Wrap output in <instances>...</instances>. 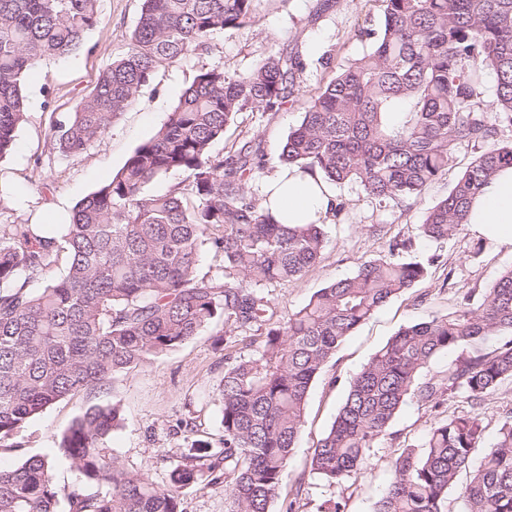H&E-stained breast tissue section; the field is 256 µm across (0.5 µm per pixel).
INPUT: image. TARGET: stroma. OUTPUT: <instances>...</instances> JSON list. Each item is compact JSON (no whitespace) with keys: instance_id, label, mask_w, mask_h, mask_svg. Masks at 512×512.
<instances>
[{"instance_id":"35a3bbf8","label":"stroma","mask_w":512,"mask_h":512,"mask_svg":"<svg viewBox=\"0 0 512 512\" xmlns=\"http://www.w3.org/2000/svg\"><path fill=\"white\" fill-rule=\"evenodd\" d=\"M141 0H100L102 21L89 30L83 46L70 56L37 63L30 70L25 91L28 110L19 128L14 151L0 160V188L10 192L0 224H45L67 219L74 206L106 183L131 152L152 137L169 119L183 89L203 67L219 66L229 75L249 71L265 58L280 53L299 57L304 65L294 94L276 112H242L231 122L211 151L228 154L246 140L265 153V177L281 168L278 148L296 128L304 107L332 76L323 56L334 66L366 53L368 31L379 30L381 0H287L267 11L249 32L215 34L207 48L160 72L144 86L135 101L113 122L109 132L82 153L63 156L51 145L54 126L65 120L91 92L99 73L128 50V34L136 24ZM474 156L464 148L446 174L429 184L417 198L379 204L357 185H332L345 210L325 224L322 259L301 279L272 292L281 316L305 305L311 295L353 274L365 260L389 254L392 241L405 242L402 260L429 268L425 279L393 298L353 332L313 382L306 403L305 426L288 465L273 512L294 504L295 512H317L327 499L343 497L346 512H373L389 477L392 460L406 447H419L436 422L464 411L457 399L438 409L408 401L373 460L371 469L341 486H329L310 474L312 448L333 421L351 379L400 328L428 320L452 309L460 295L481 303L499 273L512 266V247H503L464 231L436 243L420 236L417 226L444 199L460 171ZM227 348L206 330L183 346L138 369L101 385L66 397L31 419L10 448L0 447V467L10 468L27 457H50L58 487L82 485L81 475L60 451V436L73 419L94 405L121 402L125 422L108 442L129 471L165 484L184 460L193 437L218 444L219 387L224 378ZM193 420L197 432L188 434L181 421ZM301 486L290 501L292 486Z\"/></svg>"}]
</instances>
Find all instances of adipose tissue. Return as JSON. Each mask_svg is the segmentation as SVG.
I'll return each mask as SVG.
<instances>
[{"label": "adipose tissue", "instance_id": "obj_1", "mask_svg": "<svg viewBox=\"0 0 512 512\" xmlns=\"http://www.w3.org/2000/svg\"><path fill=\"white\" fill-rule=\"evenodd\" d=\"M267 205L284 224L325 220L336 205L321 176L284 169L269 178ZM469 228L477 236L512 247V166L500 169L470 208Z\"/></svg>", "mask_w": 512, "mask_h": 512}]
</instances>
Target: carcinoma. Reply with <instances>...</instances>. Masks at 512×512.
Here are the masks:
<instances>
[{
	"label": "carcinoma",
	"instance_id": "obj_1",
	"mask_svg": "<svg viewBox=\"0 0 512 512\" xmlns=\"http://www.w3.org/2000/svg\"><path fill=\"white\" fill-rule=\"evenodd\" d=\"M288 0H141L127 53L52 134L76 155L99 141L158 73L204 50L226 30L246 31L266 6ZM368 52L341 66L304 108L277 159L287 168L355 184L379 202L407 201L457 159L477 155L418 225L440 242L466 229L472 197L512 166V0H382ZM99 0H0V159L25 119L26 72L80 48L100 23ZM297 58L272 55L230 77L203 67L167 123L138 145L112 179L81 200L60 235L38 224L0 225V447L55 402L117 379L210 327L265 337L256 356H229L219 390L222 444L194 439L166 485L125 469L107 446L123 425L119 403L91 406L59 448L90 483L112 492L66 494L69 512H183L180 489L222 488L236 512H271L304 426L313 381L354 330L422 279L427 268L396 251L362 262L284 318L272 288L302 277L322 256L321 224H281L247 188L265 154L251 141L224 157L211 145L241 112H277L292 97ZM495 76L484 101V75ZM408 106L399 125L389 116ZM181 171L187 185L148 194ZM219 257L201 272L200 253ZM43 287H29L33 281ZM501 338L487 351L485 342ZM465 352L441 375L422 373L439 354ZM512 383V268L475 306L401 328L352 378L308 466L330 486L357 478L409 400L436 408L458 397L469 410L405 448L374 512H447L460 472L461 512H512V417L480 459L477 410ZM53 461L30 456L0 469V512H58Z\"/></svg>",
	"mask_w": 512,
	"mask_h": 512
}]
</instances>
